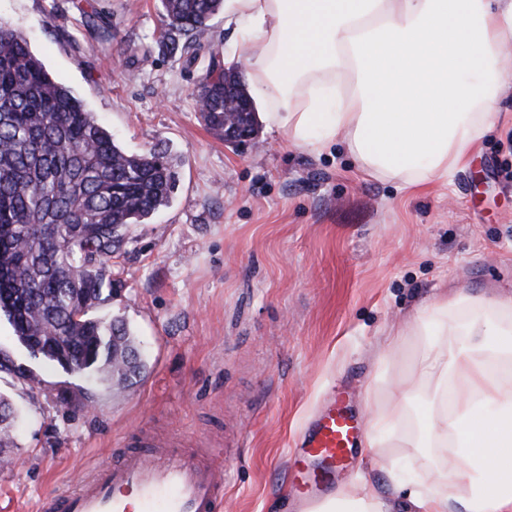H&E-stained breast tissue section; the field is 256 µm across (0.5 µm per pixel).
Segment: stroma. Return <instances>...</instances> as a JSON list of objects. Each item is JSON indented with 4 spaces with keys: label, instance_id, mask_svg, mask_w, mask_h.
I'll use <instances>...</instances> for the list:
<instances>
[{
    "label": "stroma",
    "instance_id": "stroma-1",
    "mask_svg": "<svg viewBox=\"0 0 512 512\" xmlns=\"http://www.w3.org/2000/svg\"><path fill=\"white\" fill-rule=\"evenodd\" d=\"M52 77L71 88L127 153L167 148L179 163L169 205L129 228L97 316L122 318L146 370L112 389L30 354L7 320L0 352L38 386L0 371L14 411L0 512H36L124 443L146 434L228 456L229 512H292L289 449L344 388L366 416L410 349L388 331L447 290L512 299V78L496 127L451 180L408 190L364 174L344 141L294 146L255 97L259 144L233 148L211 131L192 91L211 50L225 67L235 24L219 12L197 61L163 56L160 0H0ZM67 390L59 399V390ZM367 477L429 479L419 448L359 451L337 491Z\"/></svg>",
    "mask_w": 512,
    "mask_h": 512
}]
</instances>
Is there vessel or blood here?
I'll return each mask as SVG.
<instances>
[{
	"mask_svg": "<svg viewBox=\"0 0 512 512\" xmlns=\"http://www.w3.org/2000/svg\"><path fill=\"white\" fill-rule=\"evenodd\" d=\"M361 441V425L344 397L290 451L289 488L297 501L332 492ZM224 477L214 460L184 448H128L99 464L72 492L44 496L39 512H223Z\"/></svg>",
	"mask_w": 512,
	"mask_h": 512,
	"instance_id": "1",
	"label": "vessel or blood"
}]
</instances>
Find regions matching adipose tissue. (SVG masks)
<instances>
[{
	"label": "adipose tissue",
	"instance_id": "adipose-tissue-1",
	"mask_svg": "<svg viewBox=\"0 0 512 512\" xmlns=\"http://www.w3.org/2000/svg\"><path fill=\"white\" fill-rule=\"evenodd\" d=\"M232 17L231 52L290 143L319 152L344 137L368 173L405 187L463 169L503 110L512 0H234ZM343 75L357 83L344 94ZM466 308L467 344L415 353L368 421L377 456L408 396L427 393L416 437L430 481L384 497L361 480L313 512H512V299L435 295L390 342Z\"/></svg>",
	"mask_w": 512,
	"mask_h": 512
}]
</instances>
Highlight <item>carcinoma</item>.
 Instances as JSON below:
<instances>
[{"label": "carcinoma", "mask_w": 512, "mask_h": 512, "mask_svg": "<svg viewBox=\"0 0 512 512\" xmlns=\"http://www.w3.org/2000/svg\"><path fill=\"white\" fill-rule=\"evenodd\" d=\"M166 28L159 52L198 59L197 37L223 0H161ZM210 61L196 104L210 129L224 135V68ZM238 123L259 132L257 113L237 74ZM177 171L152 147L129 154L57 82L27 39L0 23V313L27 350L74 374L93 373L105 386H124L144 363L128 327L89 315L103 297L112 256L132 224H144L169 203ZM0 397V447L13 416Z\"/></svg>", "instance_id": "carcinoma-1"}]
</instances>
